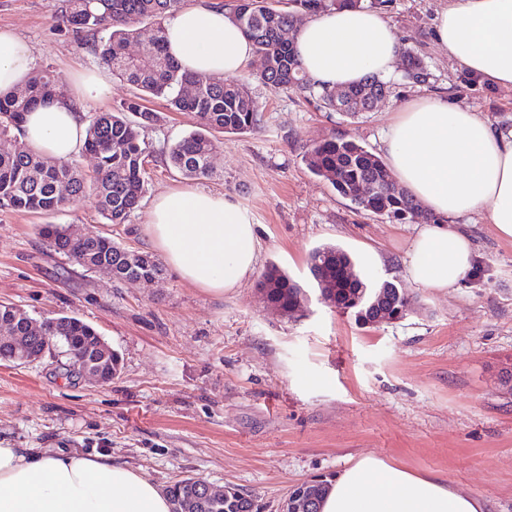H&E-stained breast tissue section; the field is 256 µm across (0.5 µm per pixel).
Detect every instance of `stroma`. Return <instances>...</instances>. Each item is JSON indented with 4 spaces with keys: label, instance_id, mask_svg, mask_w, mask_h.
<instances>
[{
    "label": "stroma",
    "instance_id": "stroma-1",
    "mask_svg": "<svg viewBox=\"0 0 512 512\" xmlns=\"http://www.w3.org/2000/svg\"><path fill=\"white\" fill-rule=\"evenodd\" d=\"M438 0H392L387 17L406 49L425 60L436 91L494 124L512 120V91L460 86V73L430 39ZM61 0H0V28L33 47L37 68L61 77L100 65L58 27ZM263 108L259 132L218 136L213 175L202 186L252 215L261 240L255 273L214 296L164 268L155 282H115L52 251L37 227L76 224L151 253L145 233L153 198L185 185L161 159L195 118L147 99L159 122L143 133L147 174L137 211L122 224L100 214L94 195L42 215L0 207V302L34 319L67 315L91 325L117 353L106 385L65 378L52 355L27 365L0 361V443L108 454L162 487L187 476L250 494L260 512H280L290 489L337 477L365 456L417 475H438L512 512V240L486 215L467 231L477 264L460 288H421L404 274L412 224L355 209L311 174V145L348 137L378 150L391 111L414 86H397L373 111L351 119L295 94L251 81ZM351 254L370 285L391 281L412 299L398 322L361 325L321 302L310 280L314 248ZM382 259L374 264L369 250ZM307 297L291 314L265 304L258 282L269 265Z\"/></svg>",
    "mask_w": 512,
    "mask_h": 512
}]
</instances>
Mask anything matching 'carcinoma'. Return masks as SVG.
<instances>
[{"label": "carcinoma", "instance_id": "cac0c4a2", "mask_svg": "<svg viewBox=\"0 0 512 512\" xmlns=\"http://www.w3.org/2000/svg\"><path fill=\"white\" fill-rule=\"evenodd\" d=\"M60 25L78 41L90 40L92 52L112 68V75L138 90L166 99L177 112H189L197 129L164 152V161L191 178L211 174L208 158L218 134L251 133L260 128L261 105L253 97L247 78L225 81L183 71L168 56L162 28L167 12L180 6L181 0H62ZM364 0H222L234 21L252 42L255 56L269 67L255 74V79L287 92L298 93L327 112L355 117L370 111L371 102L390 94L392 82L376 76L346 89V101L336 99V91L311 82L302 72L292 42H284L280 32L294 30L307 16H317L332 8L361 7ZM144 42L142 54L134 56L129 46ZM404 79L412 84L434 87L435 78L427 65L412 51H405ZM197 86L187 97L182 88ZM63 79L48 68L35 72L22 91L0 95V206L16 211L49 214L77 203L86 193L97 197L100 213L113 224H123L138 208L144 192L145 148L141 135L156 124L158 117L138 99H129L111 112L89 116L86 150L97 158L92 179H87L74 163L53 161L28 150H17L13 132H21L24 116L37 105L60 94ZM309 171L330 182L335 191L359 210L395 223H409L419 212L418 203L402 187L389 182V168L384 161L354 139L333 138L312 146L305 156ZM367 183L373 192L357 195V187ZM67 186L70 197L58 196ZM39 235L50 241L53 249L92 271L99 265L117 268L121 277L152 279L163 268L157 259L129 250L101 235L71 237L65 228L46 224ZM353 263L352 257L336 246L315 249L308 268L320 296L334 306L354 315L366 325L379 307L373 304L375 287L362 279L343 281L337 288L324 286L323 272L329 282L336 279V265ZM273 281L266 289V301L289 312L297 307L305 291L277 266H269L261 281ZM28 314L8 304H0V358L17 346L31 354L59 349L63 368L79 374V350L91 351L100 365L117 373V354L103 355L100 336L89 324L70 317L56 330L32 336L27 328ZM171 512H258L251 495L231 488L228 496H212L186 477L168 489Z\"/></svg>", "mask_w": 512, "mask_h": 512}]
</instances>
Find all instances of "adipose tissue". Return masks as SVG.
Returning <instances> with one entry per match:
<instances>
[{
  "label": "adipose tissue",
  "instance_id": "obj_1",
  "mask_svg": "<svg viewBox=\"0 0 512 512\" xmlns=\"http://www.w3.org/2000/svg\"><path fill=\"white\" fill-rule=\"evenodd\" d=\"M163 29L169 55L192 74L236 77L254 58L228 11L208 0L171 11ZM432 40L458 70L512 89V0H441ZM294 46L312 82L330 89L371 75L392 79L403 51L391 20L366 7L336 8L302 23ZM35 68L31 45L0 29V93L23 87ZM111 92L109 68L74 70L64 98L25 116L27 149L58 162L80 157L85 107ZM380 150L397 182L433 216L406 244L412 283L448 291L471 273L476 253L463 218L486 214L500 237L512 239V131L470 106L421 92L394 108ZM146 234L183 280L216 296L241 287L256 269L260 239L250 213L197 185L160 193ZM0 512H170V503L158 484L111 457L0 446ZM321 512H484V504L438 476L367 456L336 477Z\"/></svg>",
  "mask_w": 512,
  "mask_h": 512
}]
</instances>
